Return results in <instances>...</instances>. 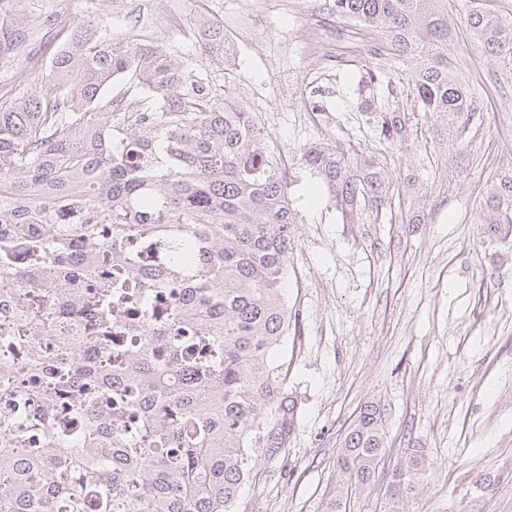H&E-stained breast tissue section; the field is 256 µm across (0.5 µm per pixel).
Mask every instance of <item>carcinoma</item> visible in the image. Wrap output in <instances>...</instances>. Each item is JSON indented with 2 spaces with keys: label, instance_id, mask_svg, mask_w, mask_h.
<instances>
[{
  "label": "carcinoma",
  "instance_id": "obj_1",
  "mask_svg": "<svg viewBox=\"0 0 512 512\" xmlns=\"http://www.w3.org/2000/svg\"><path fill=\"white\" fill-rule=\"evenodd\" d=\"M339 20L385 37L414 63V106L441 118L452 149L480 118L481 102L448 53V0H332ZM467 26L482 49L512 68V22L471 0ZM26 42L0 28V60ZM120 98L103 91L116 78ZM391 145L419 142L402 112L383 115ZM343 222H378L394 197L426 196L414 174L401 188L375 159L317 144L301 153ZM290 172L252 113L163 50L77 26L50 61L47 89L0 105V274L20 253L12 326L0 350H20L27 372L0 362V512H234L257 467L281 456L295 428L282 348L300 335L285 282L295 213ZM494 236L512 233V166L484 200ZM87 279L78 304L41 280ZM170 288L188 293L162 310ZM67 321L69 336H47ZM386 453L378 408L367 404L336 455L342 483L322 512H347L376 487ZM428 468L424 448L404 452L382 512Z\"/></svg>",
  "mask_w": 512,
  "mask_h": 512
}]
</instances>
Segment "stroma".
Here are the masks:
<instances>
[{
  "label": "stroma",
  "mask_w": 512,
  "mask_h": 512,
  "mask_svg": "<svg viewBox=\"0 0 512 512\" xmlns=\"http://www.w3.org/2000/svg\"><path fill=\"white\" fill-rule=\"evenodd\" d=\"M466 2L448 0V50L483 105L465 163L434 139L431 118L418 119L426 147L380 140L379 113L413 110L412 65L373 55L382 33L338 20L329 0H13L0 16L31 33L0 63V102L45 90L53 52L91 24L207 75L253 113L292 173L287 295L301 334L285 360L299 417L281 458L242 489L239 512H322L342 438L368 403L381 412L387 453L378 489L353 496L347 512H380L408 448L427 449L432 466L404 512H512V236H490L482 212L498 155H512V70L466 27ZM207 24L223 28L227 54L204 48ZM317 143L375 157L396 185L415 174L427 190L423 222L343 223L299 164L300 149Z\"/></svg>",
  "instance_id": "obj_1"
}]
</instances>
